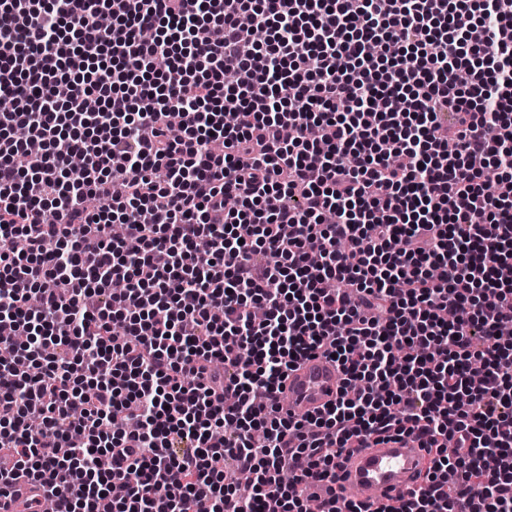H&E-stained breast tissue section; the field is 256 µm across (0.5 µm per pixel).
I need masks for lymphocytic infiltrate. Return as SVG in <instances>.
<instances>
[{
	"label": "lymphocytic infiltrate",
	"instance_id": "lymphocytic-infiltrate-1",
	"mask_svg": "<svg viewBox=\"0 0 512 512\" xmlns=\"http://www.w3.org/2000/svg\"><path fill=\"white\" fill-rule=\"evenodd\" d=\"M0 100V512H512V0H0ZM340 382L334 362L323 357L300 361L285 381L283 407L297 418L314 415L336 400ZM429 457L413 437L371 439L336 458V483L319 491L322 498L358 500L371 512H388L399 498L423 484Z\"/></svg>",
	"mask_w": 512,
	"mask_h": 512
}]
</instances>
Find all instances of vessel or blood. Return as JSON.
I'll return each mask as SVG.
<instances>
[{"instance_id": "vessel-or-blood-1", "label": "vessel or blood", "mask_w": 512, "mask_h": 512, "mask_svg": "<svg viewBox=\"0 0 512 512\" xmlns=\"http://www.w3.org/2000/svg\"><path fill=\"white\" fill-rule=\"evenodd\" d=\"M340 382L334 362L322 357L300 361L288 373L283 407L297 418L316 414L336 399ZM428 461L414 438L369 441L337 457L336 482L329 495L364 502L371 512H392L400 497L421 487Z\"/></svg>"}]
</instances>
